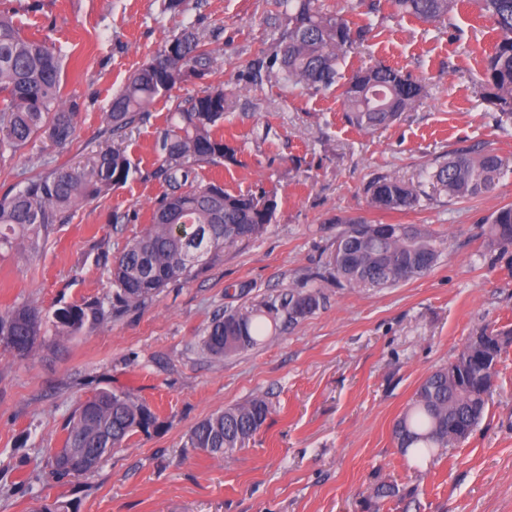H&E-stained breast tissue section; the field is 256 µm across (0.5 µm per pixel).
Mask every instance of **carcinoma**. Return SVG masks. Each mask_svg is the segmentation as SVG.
Listing matches in <instances>:
<instances>
[{"label":"carcinoma","instance_id":"carcinoma-1","mask_svg":"<svg viewBox=\"0 0 512 512\" xmlns=\"http://www.w3.org/2000/svg\"><path fill=\"white\" fill-rule=\"evenodd\" d=\"M394 6L424 22L440 23L456 0H393ZM479 14L498 32L478 78L483 98L512 122V0H473ZM276 36L250 64L248 78L258 86L273 79L290 90L340 87L346 121L361 131L385 127L419 100L423 87L389 65L350 75L341 71L346 57L371 33L354 25L322 0H276ZM217 35L206 38L186 26L137 69L112 97L107 123L120 134L141 122L159 99L176 86L202 82L205 87L175 107L170 126L157 144L156 166L147 176L166 185L153 205L146 231L129 241L119 256L103 254L112 279V299L57 309L52 317L35 305L0 312V345L27 357L46 337L74 336L104 324L112 313L138 306L171 283L187 280L226 244L261 235L278 207L273 192L232 194L216 185L191 186L194 165L218 164L233 152L215 130L224 124L227 96L214 79ZM60 55L44 41L22 36L11 15L0 12V157L43 137L57 145L73 140L79 118L77 99L62 92ZM502 161L492 150L471 145L423 171L417 182L380 174L364 187L369 206L379 211H408L420 206L429 181L450 199L487 195L496 188ZM141 172L119 147L97 151L83 166H59L28 178L0 197V249L40 248L56 224H67L79 203L125 184ZM488 245L512 274V204L486 219ZM439 244L416 224L350 221L336 238L326 271L351 288H388L422 276L436 264ZM323 301L319 286L289 291L255 312H226L214 318L201 348L214 358L245 351L264 336L258 318L284 317L294 323L313 314ZM512 344V331L483 328L469 338L457 357L429 374L412 406L392 430L399 451L431 454L466 441L483 421L494 389L497 365ZM262 397L214 413L189 432L187 447L224 457L246 447L266 421ZM161 427L159 417L133 393L101 390L70 417L63 446L50 453L47 467L57 478L96 470L102 459L134 434Z\"/></svg>","mask_w":512,"mask_h":512}]
</instances>
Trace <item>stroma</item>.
Here are the masks:
<instances>
[{
	"mask_svg": "<svg viewBox=\"0 0 512 512\" xmlns=\"http://www.w3.org/2000/svg\"><path fill=\"white\" fill-rule=\"evenodd\" d=\"M188 2L178 15L161 12V0H0L25 37L61 53L64 92L81 104L71 143L37 138L0 157V195L106 147L125 149L143 171L79 204L38 253H0V311L31 303L50 315L111 296L98 256L117 255L147 228L166 190L147 176L155 144L197 87L174 89L119 139L106 114L127 76L185 25L218 36L215 66L230 105L219 133L234 150L224 164L198 166L197 183L235 194L265 188L278 200L261 236L224 246L144 305L25 358L0 349V512L57 501L68 512H512V346L464 443L417 460L392 435L422 380L469 336L512 328V275L491 264L482 234L483 217L512 204V126L498 127L477 83L495 33L468 0L437 26L384 7L342 69L385 63L424 90L398 121L363 132L346 123L335 91L269 82L246 89L252 60L271 41L273 0ZM478 143L503 160L494 193L451 200L434 192L407 212L368 205L363 188L375 176L412 181ZM358 218L427 228L440 244L437 264L391 288L320 281L324 301L314 314L268 324L256 346L229 357L201 350L217 314L308 290L343 222ZM103 389L132 390L161 429L133 435L92 473L53 480L49 451L61 447L79 403ZM257 395L270 413L246 448L220 459L186 448L199 421ZM382 482L397 484L398 496L375 498Z\"/></svg>",
	"mask_w": 512,
	"mask_h": 512,
	"instance_id": "1",
	"label": "stroma"
}]
</instances>
